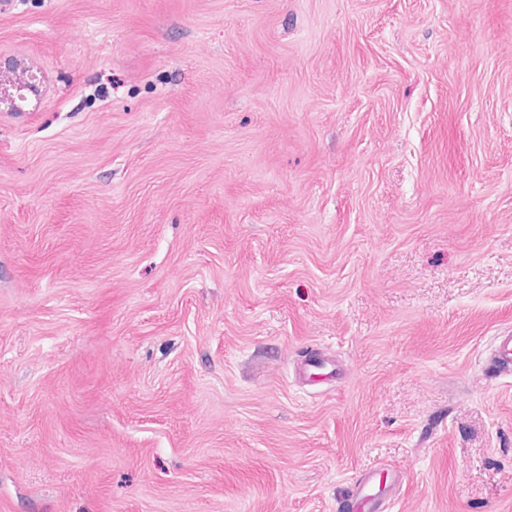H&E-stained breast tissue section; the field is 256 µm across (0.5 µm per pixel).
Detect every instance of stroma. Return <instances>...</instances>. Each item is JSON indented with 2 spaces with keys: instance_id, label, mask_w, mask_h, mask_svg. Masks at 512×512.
<instances>
[{
  "instance_id": "obj_1",
  "label": "stroma",
  "mask_w": 512,
  "mask_h": 512,
  "mask_svg": "<svg viewBox=\"0 0 512 512\" xmlns=\"http://www.w3.org/2000/svg\"><path fill=\"white\" fill-rule=\"evenodd\" d=\"M0 56V512H512V0H0ZM493 372L509 374L512 371V331L496 336L489 359ZM330 367L329 372L327 373H318L315 370H320ZM300 379L304 383H311L316 381L314 378L319 375H329L330 377H334V375H340L341 370L336 365V362L327 358H323L320 356H315V358L305 359L302 361L299 370H298ZM372 475L360 476L350 489L346 499L341 503V512H383L384 498L382 491L374 493Z\"/></svg>"
}]
</instances>
